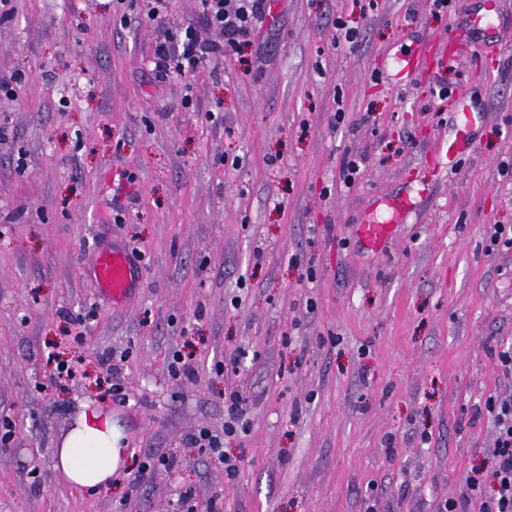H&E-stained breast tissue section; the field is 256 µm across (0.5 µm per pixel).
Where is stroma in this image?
Masks as SVG:
<instances>
[{
    "instance_id": "stroma-1",
    "label": "stroma",
    "mask_w": 512,
    "mask_h": 512,
    "mask_svg": "<svg viewBox=\"0 0 512 512\" xmlns=\"http://www.w3.org/2000/svg\"><path fill=\"white\" fill-rule=\"evenodd\" d=\"M271 0L238 51L157 82L159 21L125 0H11L0 23V512H440L490 468L488 396L512 395V0ZM355 31L340 40L337 22ZM410 67L398 65V58ZM476 114L449 160L455 96ZM360 171L344 185V163ZM395 215L391 238L363 218ZM136 249L121 307L87 263ZM81 358L52 385L48 354ZM191 375L173 374L174 354ZM128 395H112L113 380ZM235 478L198 430L224 428ZM128 451L93 496L54 468L83 404ZM170 468L141 475L148 456ZM392 219L380 223L375 219H368L364 224H358V234L366 242L371 244L374 248H378L381 243L390 235L391 229L394 224ZM246 398L238 390L224 392V407L227 411V418L224 420V435H231L237 432L240 427L245 430L247 426Z\"/></svg>"
}]
</instances>
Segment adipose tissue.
Masks as SVG:
<instances>
[{"label":"adipose tissue","mask_w":512,"mask_h":512,"mask_svg":"<svg viewBox=\"0 0 512 512\" xmlns=\"http://www.w3.org/2000/svg\"><path fill=\"white\" fill-rule=\"evenodd\" d=\"M121 428L111 414L85 408L57 448L54 467L82 492L108 487L122 462Z\"/></svg>","instance_id":"adipose-tissue-1"}]
</instances>
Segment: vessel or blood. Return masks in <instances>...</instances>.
Here are the masks:
<instances>
[{"label":"vessel or blood","mask_w":512,"mask_h":512,"mask_svg":"<svg viewBox=\"0 0 512 512\" xmlns=\"http://www.w3.org/2000/svg\"><path fill=\"white\" fill-rule=\"evenodd\" d=\"M472 123L471 112H457L455 136L448 142L449 155H456L463 146L468 145ZM391 229L390 222L371 218L359 225L358 233L366 242L377 247L389 236ZM89 271L106 299L117 305L126 302L135 282V267L124 246L115 244L99 248L89 264Z\"/></svg>","instance_id":"obj_1"}]
</instances>
